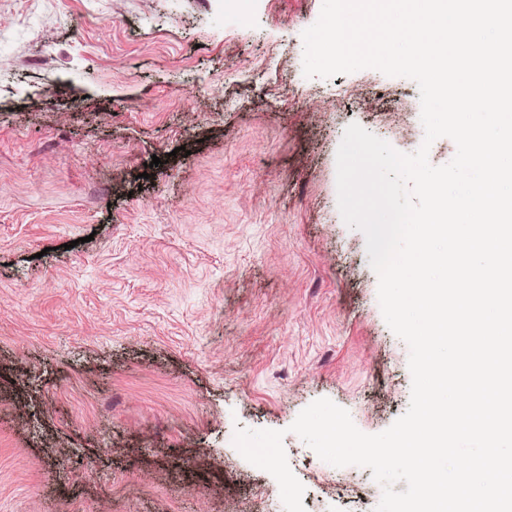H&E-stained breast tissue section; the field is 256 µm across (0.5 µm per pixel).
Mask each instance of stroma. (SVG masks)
Listing matches in <instances>:
<instances>
[{
    "instance_id": "35a3bbf8",
    "label": "stroma",
    "mask_w": 512,
    "mask_h": 512,
    "mask_svg": "<svg viewBox=\"0 0 512 512\" xmlns=\"http://www.w3.org/2000/svg\"><path fill=\"white\" fill-rule=\"evenodd\" d=\"M321 7L0 0V512H285L239 428L283 431L305 512H375L290 427L409 407L336 153L424 128L410 78L304 76Z\"/></svg>"
}]
</instances>
